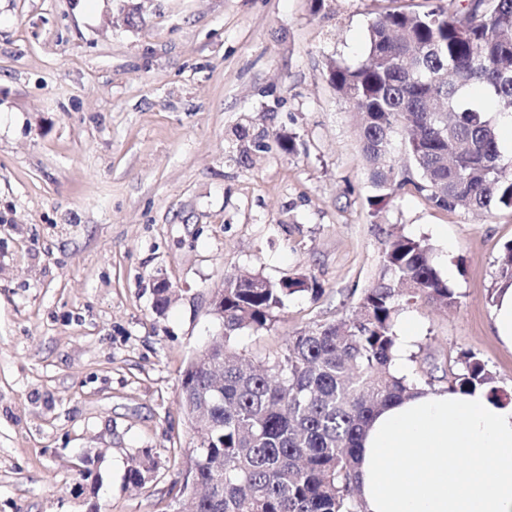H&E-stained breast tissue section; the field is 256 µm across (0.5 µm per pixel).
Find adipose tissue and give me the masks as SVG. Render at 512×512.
Segmentation results:
<instances>
[{"mask_svg": "<svg viewBox=\"0 0 512 512\" xmlns=\"http://www.w3.org/2000/svg\"><path fill=\"white\" fill-rule=\"evenodd\" d=\"M358 471L367 512H512V404L418 390L374 419Z\"/></svg>", "mask_w": 512, "mask_h": 512, "instance_id": "ef3b65f1", "label": "adipose tissue"}]
</instances>
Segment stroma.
<instances>
[{
    "label": "stroma",
    "mask_w": 512,
    "mask_h": 512,
    "mask_svg": "<svg viewBox=\"0 0 512 512\" xmlns=\"http://www.w3.org/2000/svg\"><path fill=\"white\" fill-rule=\"evenodd\" d=\"M388 0H0V512H177L197 436L181 374L219 323L212 288L306 275L237 352L352 316L389 231L428 239L458 297L401 306L397 376L443 390L475 353L512 394L491 292L512 209L442 211L403 190L374 223L355 117L327 76L367 52ZM264 134L241 155V134ZM294 136L286 153L279 137ZM174 301L154 310L157 279ZM158 470L127 484L131 458Z\"/></svg>",
    "instance_id": "stroma-1"
}]
</instances>
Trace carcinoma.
<instances>
[{
    "label": "carcinoma",
    "instance_id": "carcinoma-1",
    "mask_svg": "<svg viewBox=\"0 0 512 512\" xmlns=\"http://www.w3.org/2000/svg\"><path fill=\"white\" fill-rule=\"evenodd\" d=\"M328 79L354 112L371 166V215L380 218L404 187L431 206L490 213L512 208V158L501 152L500 119L512 115V0H467L450 10L393 7L367 26V55L357 65L327 64ZM479 87L483 99L472 97ZM401 133L405 167L392 157ZM305 277L224 280V350L197 365L183 411L200 418L192 448L201 495L179 489L182 512H365L356 471L374 417L414 390L391 370L394 317L419 300L457 304L424 239L388 234L382 272L350 318L320 323L288 338L274 359L256 366L229 351L242 329L271 326L289 297L315 293ZM447 390L476 388L503 404L476 354L460 356ZM157 464L132 460L127 480L143 486Z\"/></svg>",
    "mask_w": 512,
    "mask_h": 512
}]
</instances>
